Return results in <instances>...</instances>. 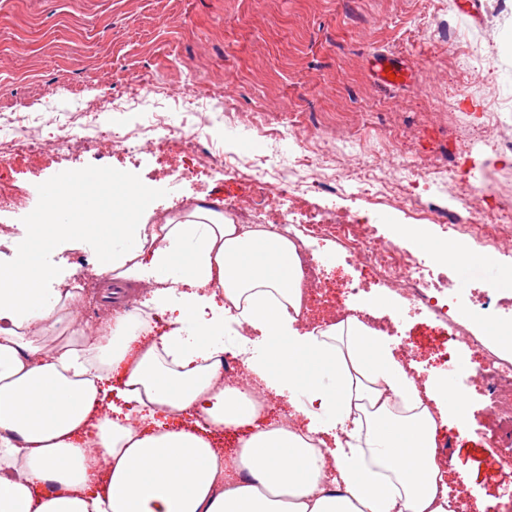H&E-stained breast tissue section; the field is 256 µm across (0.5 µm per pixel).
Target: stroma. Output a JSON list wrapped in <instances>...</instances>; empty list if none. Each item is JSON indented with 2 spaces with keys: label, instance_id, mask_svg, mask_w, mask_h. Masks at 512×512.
Wrapping results in <instances>:
<instances>
[{
  "label": "stroma",
  "instance_id": "stroma-1",
  "mask_svg": "<svg viewBox=\"0 0 512 512\" xmlns=\"http://www.w3.org/2000/svg\"><path fill=\"white\" fill-rule=\"evenodd\" d=\"M477 36L512 43V21H492L485 0H0V123L11 120L20 104L52 97L55 111L38 115L43 136L51 140L74 120L76 106L102 93L122 96L142 75L167 85L193 79L203 95L218 98L230 80L242 108L266 106V121L279 136H287L292 123L315 138L349 132L361 137L366 153L378 154L393 132L422 163H455L450 191L466 189L482 173L493 190L507 191L512 154L491 146L468 152L460 132V113L478 118L489 109L484 94L462 93L474 65L464 45ZM452 38L461 41L460 49H449ZM380 57L397 61L406 80L380 84L374 67ZM224 130L223 113L214 112L197 133L201 141L219 142L247 159L268 155L266 141L245 132L228 138ZM90 173L111 180L103 204L113 224L124 223L129 209L144 224L197 205L224 211L257 188L226 173L223 163L183 152L173 138L134 154L51 146L11 155L0 159V183L21 204L0 211V271L13 267L15 242L31 236L50 191ZM133 186L142 194H130ZM323 208L345 212L365 237L396 241L430 260L446 241L442 225L410 224L400 210L378 220L349 196L318 190L269 201L263 221L307 224ZM103 246L100 239L62 238L39 255L55 281L71 288L87 282L77 310L89 316H111L133 291L128 282L122 294L111 295L100 263ZM312 246L325 268L326 297L298 328L334 323L341 300L356 311L376 306L369 324L384 333L400 359L414 363L416 381L449 370V386L462 394L467 430L439 461L456 512H473L478 501L507 500L512 470L500 465L503 449L488 436L495 425L489 395L463 374L475 352L453 347L445 323L409 308L336 241Z\"/></svg>",
  "mask_w": 512,
  "mask_h": 512
}]
</instances>
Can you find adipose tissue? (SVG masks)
Returning <instances> with one entry per match:
<instances>
[{
    "mask_svg": "<svg viewBox=\"0 0 512 512\" xmlns=\"http://www.w3.org/2000/svg\"><path fill=\"white\" fill-rule=\"evenodd\" d=\"M111 230L102 265L121 281L152 270L156 308L177 306L160 342L113 334L87 340L78 294L52 288L31 243L0 273V512H453L434 463L447 384L418 386L375 328L350 317L299 333L303 290L296 246L197 206L158 224L57 223L54 236ZM262 344L246 364L287 396L300 428L250 433L232 457L193 431L146 433L106 422L83 432L100 384L123 372L140 408H197L209 425L253 423L256 407L225 388L224 316ZM66 324L71 346L51 328ZM103 457L106 492L86 496L89 461Z\"/></svg>",
    "mask_w": 512,
    "mask_h": 512,
    "instance_id": "adipose-tissue-1",
    "label": "adipose tissue"
}]
</instances>
